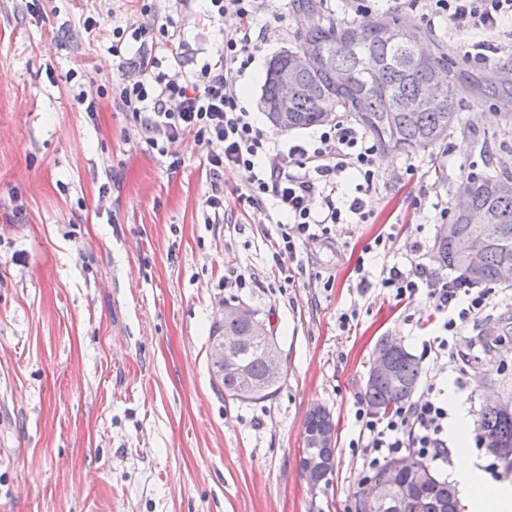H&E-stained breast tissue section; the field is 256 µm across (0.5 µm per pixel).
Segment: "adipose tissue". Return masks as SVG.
<instances>
[{
    "instance_id": "obj_1",
    "label": "adipose tissue",
    "mask_w": 512,
    "mask_h": 512,
    "mask_svg": "<svg viewBox=\"0 0 512 512\" xmlns=\"http://www.w3.org/2000/svg\"><path fill=\"white\" fill-rule=\"evenodd\" d=\"M471 423L467 407L455 404L448 421V439L455 446L452 474L467 512H512V484L484 481L476 459L465 448Z\"/></svg>"
}]
</instances>
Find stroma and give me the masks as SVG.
I'll use <instances>...</instances> for the list:
<instances>
[{"label":"stroma","mask_w":512,"mask_h":512,"mask_svg":"<svg viewBox=\"0 0 512 512\" xmlns=\"http://www.w3.org/2000/svg\"><path fill=\"white\" fill-rule=\"evenodd\" d=\"M361 2L421 28L432 52L455 61L458 122L433 149L378 150L368 223L335 226L280 262L275 226L243 196L242 169H224L225 222L205 223L206 147L182 140L170 168L114 98L120 60L138 48L112 56L113 25L166 16L211 56L224 24L202 0H0V512H356L361 462L349 443L376 344L394 336L417 355L440 329L424 300L395 304L360 287L355 267L376 276L404 262L416 241L433 242L460 180L512 167V97L502 91L512 21L487 33L426 23L409 0L316 5L349 24ZM255 23L260 48L235 77L241 100L270 142L309 140V128L269 132L260 103L269 61L298 41L292 0H257ZM484 40L494 65L465 62ZM82 87L97 92L95 112L74 102ZM381 233L392 241L365 257ZM232 270L245 287H225ZM233 299L274 328L284 378L272 399L235 400L213 380L215 311ZM457 348L464 358L423 361L418 386L450 390L475 416L486 397L476 367L512 373V350ZM316 404L336 438L334 467L314 491L300 457Z\"/></svg>","instance_id":"1"}]
</instances>
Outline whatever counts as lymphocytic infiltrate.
<instances>
[{"mask_svg":"<svg viewBox=\"0 0 512 512\" xmlns=\"http://www.w3.org/2000/svg\"><path fill=\"white\" fill-rule=\"evenodd\" d=\"M210 16L221 20L229 32L224 53L211 59L200 55L182 39L169 36L167 54L178 63L177 71L165 70L162 59L146 53L132 69L139 75L132 83H118L117 100L139 124L146 144L160 156L177 158L176 145L191 137L207 148L211 194L207 205L221 207V177L225 166L243 169L245 197L255 206L265 197L274 200L273 210L263 213L266 223L278 229V255L294 258L299 241L327 236L344 218L366 223L362 195L370 191L378 174V146L361 129L338 121L322 126L313 146L294 144L271 151L262 131L241 104L232 72L243 71L258 45L251 37L255 0H208ZM427 18L445 17L449 22L476 29L495 30L512 17V0H426ZM355 169L363 178L357 195L344 193L339 176ZM378 288L393 300L404 302L424 296L442 321L443 335L421 343V359L452 354L462 324L480 313L490 289H459L428 261L426 243H416L407 262L383 268ZM354 419L358 436L352 447L361 449L362 467L373 471L388 458L405 454L433 462H447L448 408L426 388L417 400L387 414L375 415L368 404L357 403Z\"/></svg>","mask_w":512,"mask_h":512,"instance_id":"1","label":"lymphocytic infiltrate"}]
</instances>
